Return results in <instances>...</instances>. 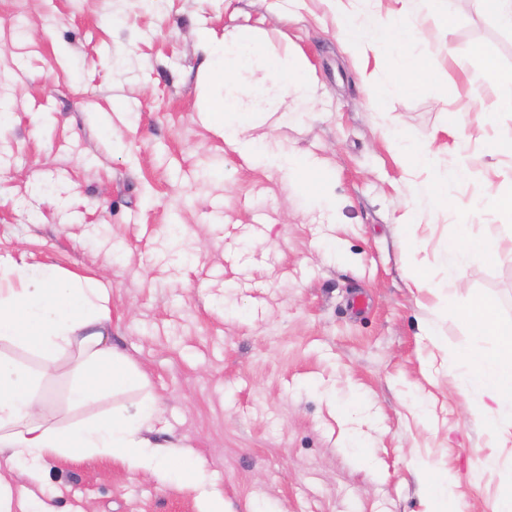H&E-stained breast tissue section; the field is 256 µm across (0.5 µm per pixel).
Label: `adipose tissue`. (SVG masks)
<instances>
[{
	"mask_svg": "<svg viewBox=\"0 0 512 512\" xmlns=\"http://www.w3.org/2000/svg\"><path fill=\"white\" fill-rule=\"evenodd\" d=\"M336 37L347 48L372 46L390 55L394 63L393 87L423 74L421 61L411 52L419 30L417 14L407 7L391 8L360 18L343 0L336 5ZM200 45L207 56L205 74L220 91L206 112L225 138L241 150L254 147L239 120L260 105H274L288 93L306 97L311 92L301 70L291 67L287 56L264 55L259 34L247 28L216 38L201 33ZM405 154L404 187L430 205L457 212L462 202L456 194L471 178L464 152L452 165L439 162V150L430 144L396 143ZM501 239L471 233L460 225L449 236L447 254L455 271L500 249ZM493 303L478 297L465 313L479 328L478 338L453 354L462 388L479 397L470 409L472 418L485 425L491 437L512 434V327L505 328L487 317ZM110 298L102 284L65 278L53 268L29 273L23 268L0 265V340H7L54 361L69 348H77L70 397L83 404L103 392L122 393L144 386L143 374L109 341ZM501 340L498 350H488L486 337ZM41 401L36 378L29 368L0 359V457L25 477L16 486L0 478V512H55L50 499L35 494L53 456H80L100 452L121 461L130 471L178 475L181 485L195 489L204 479L199 463L171 443H158L150 434L163 420V410L150 396L112 414L78 425L54 427L40 419Z\"/></svg>",
	"mask_w": 512,
	"mask_h": 512,
	"instance_id": "ef3b65f1",
	"label": "adipose tissue"
}]
</instances>
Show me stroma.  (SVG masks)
Wrapping results in <instances>:
<instances>
[{
  "instance_id": "1",
  "label": "stroma",
  "mask_w": 512,
  "mask_h": 512,
  "mask_svg": "<svg viewBox=\"0 0 512 512\" xmlns=\"http://www.w3.org/2000/svg\"><path fill=\"white\" fill-rule=\"evenodd\" d=\"M445 8L412 45L427 78L396 92L389 57L337 40L333 0H0V260L101 281L112 347L147 387L77 407L71 352L47 363L0 341V357L38 376L59 427L156 397L155 440L205 470L188 492L107 455L56 457L57 512H201L214 491L225 512H432L438 497L496 512L512 442L490 444L448 354L474 338L476 297L512 324V250L470 265L441 305L412 278L446 280L460 222L512 234L487 197L512 184V158L487 151L491 127L512 128L498 107L512 85L483 77L488 62L512 72V31L477 0ZM242 27L313 83L307 101L244 113L249 153L204 118L197 42ZM392 132L435 142L445 166L463 140L475 177L459 195L478 212L410 197ZM290 163L296 169L299 178L307 185L317 191H324L326 189L325 177L321 169L315 164L295 156L291 158Z\"/></svg>"
}]
</instances>
